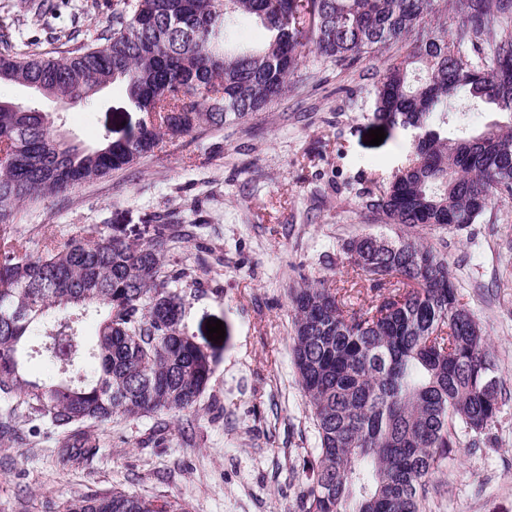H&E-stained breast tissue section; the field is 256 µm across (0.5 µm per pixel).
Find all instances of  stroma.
<instances>
[{
	"label": "stroma",
	"instance_id": "35a3bbf8",
	"mask_svg": "<svg viewBox=\"0 0 512 512\" xmlns=\"http://www.w3.org/2000/svg\"><path fill=\"white\" fill-rule=\"evenodd\" d=\"M389 56L344 70L308 58L265 111L164 142L131 168L22 207L15 232L33 253L48 229L144 243L155 215L192 226L166 260L193 270L182 329L210 354L212 373L187 415L190 438L167 414L118 418L101 428L95 455L66 467L49 429L18 409V440L0 441V512H61L71 498L112 491L163 496L188 512H299L317 439L291 360V291L324 280L346 288L353 307L368 306L367 282L345 284L341 262L343 244L368 234H409L447 254L502 391L486 433L440 462L423 512H512V197L494 199L483 223L463 230L366 219L360 191L386 187L412 151L399 128L366 142L379 126L372 88ZM41 108L86 147L107 131L123 137L141 117L116 86L90 107ZM212 319L224 322V340L208 339Z\"/></svg>",
	"mask_w": 512,
	"mask_h": 512
}]
</instances>
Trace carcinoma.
<instances>
[{"label":"carcinoma","mask_w":512,"mask_h":512,"mask_svg":"<svg viewBox=\"0 0 512 512\" xmlns=\"http://www.w3.org/2000/svg\"><path fill=\"white\" fill-rule=\"evenodd\" d=\"M24 30L0 33V85H36L88 106L110 84L142 113L125 138L88 148L33 106L0 105V438L15 433L20 397L57 436L60 459L92 455V428L115 418L189 412L211 374L207 351L181 329L188 268L164 262L187 236L173 216L152 218L144 244L102 233L44 237L30 254L14 234L21 205L63 197L131 167L164 140L222 128L281 97L310 54L351 67L427 30L374 85L375 116L415 132L413 157L362 202L373 221L463 229L498 196H512V0H124L112 28L84 41V5L71 31L46 19L56 0H21ZM255 24L259 46L243 43ZM79 44L55 54L43 45ZM508 119L463 125L462 101ZM346 274L375 299L354 309L339 289L291 295L292 362L318 436L300 512H422V493L457 430L495 421L501 388L478 319L460 302L445 254L414 238L373 235L344 247ZM97 318L87 342L83 323ZM54 374L31 379L25 364ZM63 512H187L176 501L83 496Z\"/></svg>","instance_id":"1"}]
</instances>
